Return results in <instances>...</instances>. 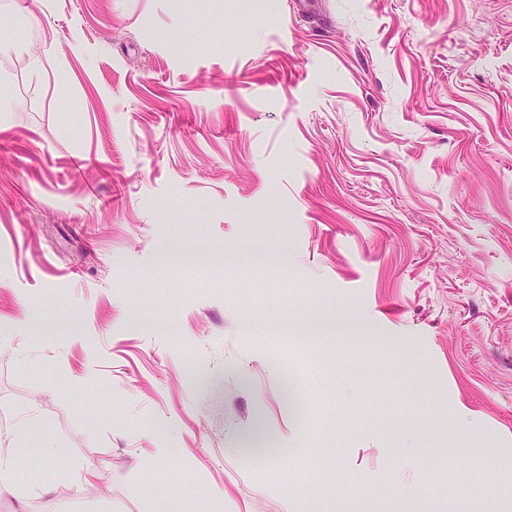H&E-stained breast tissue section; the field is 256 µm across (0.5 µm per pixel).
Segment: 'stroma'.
Wrapping results in <instances>:
<instances>
[{
    "instance_id": "35a3bbf8",
    "label": "stroma",
    "mask_w": 512,
    "mask_h": 512,
    "mask_svg": "<svg viewBox=\"0 0 512 512\" xmlns=\"http://www.w3.org/2000/svg\"><path fill=\"white\" fill-rule=\"evenodd\" d=\"M16 2L0 512H512V0Z\"/></svg>"
}]
</instances>
